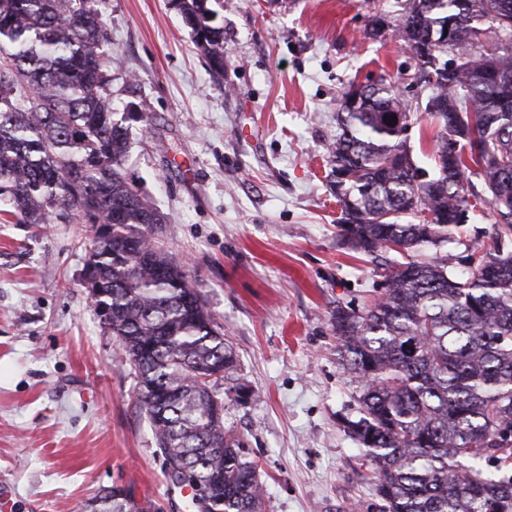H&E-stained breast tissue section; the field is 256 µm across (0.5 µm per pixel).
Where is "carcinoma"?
I'll use <instances>...</instances> for the list:
<instances>
[{
  "mask_svg": "<svg viewBox=\"0 0 512 512\" xmlns=\"http://www.w3.org/2000/svg\"><path fill=\"white\" fill-rule=\"evenodd\" d=\"M174 2L210 70L224 73L209 0ZM108 3L0 0V220L91 225L90 293L137 374L165 475L182 474L210 512H261L257 465L224 426L233 352L199 281L150 230L164 213L125 170L132 124L149 123L132 102L115 107ZM485 18L497 26L480 27ZM395 30L440 130L429 171L406 147L417 113L392 85L351 84L336 112L338 241L406 258L364 310L332 314L339 360L362 382L349 428L383 512H512V0H404ZM468 175L497 220L492 245L466 248L472 272L461 280L444 247L474 208ZM425 250L430 260L415 259ZM97 502L93 512H160L113 489Z\"/></svg>",
  "mask_w": 512,
  "mask_h": 512,
  "instance_id": "obj_1",
  "label": "carcinoma"
}]
</instances>
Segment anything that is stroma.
<instances>
[{
  "mask_svg": "<svg viewBox=\"0 0 512 512\" xmlns=\"http://www.w3.org/2000/svg\"><path fill=\"white\" fill-rule=\"evenodd\" d=\"M224 73L214 79L172 0H110L118 105L153 118L134 131L130 178L166 213L156 231L202 283L236 355L225 400L265 488V512H381L347 423L361 383L341 365L331 313L383 290L369 257L336 244L328 144L350 83L385 80L410 100L415 62L392 31L396 0H215ZM478 202L461 243L489 245ZM87 224L0 222V512H81L122 484L186 512L164 475L137 379L84 284Z\"/></svg>",
  "mask_w": 512,
  "mask_h": 512,
  "instance_id": "1",
  "label": "stroma"
}]
</instances>
